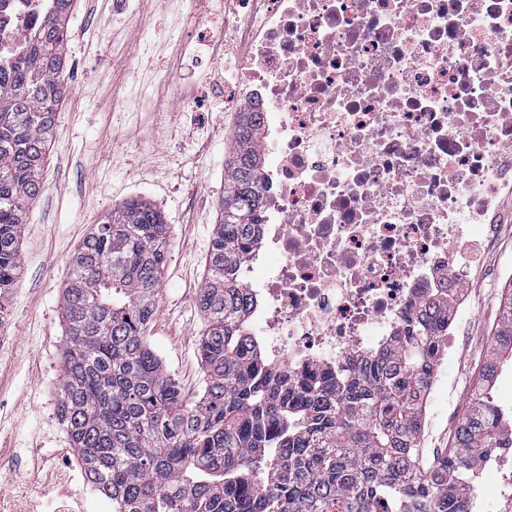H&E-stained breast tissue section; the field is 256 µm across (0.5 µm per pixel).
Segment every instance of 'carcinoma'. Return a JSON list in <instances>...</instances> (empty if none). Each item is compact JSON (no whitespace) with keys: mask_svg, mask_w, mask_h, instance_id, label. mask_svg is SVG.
<instances>
[{"mask_svg":"<svg viewBox=\"0 0 512 512\" xmlns=\"http://www.w3.org/2000/svg\"><path fill=\"white\" fill-rule=\"evenodd\" d=\"M46 2L27 57L0 82V296L20 272L26 208L42 190L66 93L74 0ZM257 128L256 113H240L224 164L198 297L208 323L199 399L187 398L148 341L168 258V225L156 206L124 201L71 258L58 418L90 481L112 512H470L474 465L496 449L493 387L500 354L512 353V292L453 448L420 467L423 414L460 293L425 292L395 336L354 360L346 378L273 371L248 333L258 298L242 286L262 243Z\"/></svg>","mask_w":512,"mask_h":512,"instance_id":"carcinoma-1","label":"carcinoma"}]
</instances>
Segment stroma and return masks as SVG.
I'll use <instances>...</instances> for the list:
<instances>
[{
    "label": "stroma",
    "mask_w": 512,
    "mask_h": 512,
    "mask_svg": "<svg viewBox=\"0 0 512 512\" xmlns=\"http://www.w3.org/2000/svg\"><path fill=\"white\" fill-rule=\"evenodd\" d=\"M233 0H74L68 16L67 86L41 181L22 229V267L0 327V453L22 463L0 486L33 487L25 512L56 498L50 473L56 449L70 440L56 416L66 343L63 289L69 261L91 225L130 197L149 200L170 226L169 259L147 333L187 395L205 375L198 355L206 319L198 295L224 192L238 115L224 109V75L239 64L234 41L198 48L201 25L219 29ZM198 102L184 111L185 96ZM473 272L462 296L469 317L448 339L452 356L437 369L442 397H429L419 446L447 452L469 410L471 391L492 348L500 305L512 288L489 268L512 262V241L491 253L475 242Z\"/></svg>",
    "instance_id": "35a3bbf8"
}]
</instances>
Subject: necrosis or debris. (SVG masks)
<instances>
[{
	"mask_svg": "<svg viewBox=\"0 0 512 512\" xmlns=\"http://www.w3.org/2000/svg\"><path fill=\"white\" fill-rule=\"evenodd\" d=\"M250 46L229 102L261 113L258 217L268 273L252 333L272 366L346 371L397 331L422 288H463L464 230L492 246L512 211V0H235ZM43 0H0V71ZM481 458L473 507L512 512V423ZM492 476L485 486L484 476Z\"/></svg>",
	"mask_w": 512,
	"mask_h": 512,
	"instance_id": "obj_1",
	"label": "necrosis or debris"
}]
</instances>
